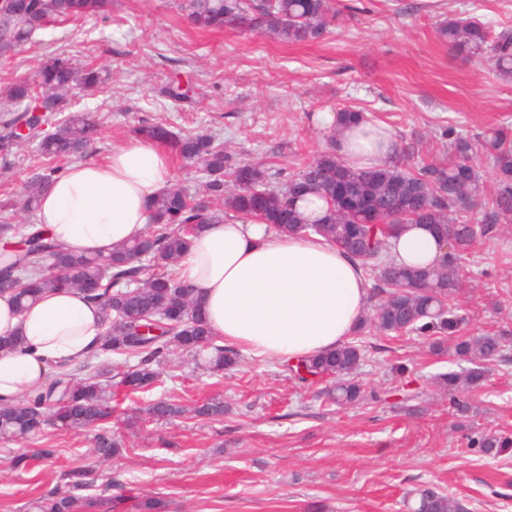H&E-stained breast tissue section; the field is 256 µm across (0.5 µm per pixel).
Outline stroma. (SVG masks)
I'll return each mask as SVG.
<instances>
[{
    "instance_id": "obj_1",
    "label": "stroma",
    "mask_w": 512,
    "mask_h": 512,
    "mask_svg": "<svg viewBox=\"0 0 512 512\" xmlns=\"http://www.w3.org/2000/svg\"><path fill=\"white\" fill-rule=\"evenodd\" d=\"M182 2L112 0L107 14L35 31L0 76V112L12 106L11 84L62 54L102 70L99 89L73 103L100 121L90 160L134 127L160 123L178 135L208 131L235 163L262 165L280 183L325 147L311 121L318 112L350 107L384 123L415 147V167L447 156L450 133L481 138L512 124V81L435 32L451 17L512 28V0H337L347 21L313 44L203 31ZM177 75L192 81L191 101L165 94ZM462 266L456 313L471 333L507 338L467 413L449 411L435 384L459 369L453 351H433L414 334L362 337L360 378L380 397L345 406L281 364L243 354L235 368L213 373L176 350L150 390L128 397L116 388L109 430L121 449L108 461L95 457L90 432L49 427L26 442H0V512H39L70 468L93 470L90 493L109 498L111 512H143L148 498L158 512H411L424 486L465 499L470 512H512V447L494 457L468 446L476 431L512 438V230L491 225ZM405 386L421 398L402 399ZM159 399L176 400L185 414L150 418ZM213 400L223 402L222 416H195ZM42 448L52 449L49 459H35ZM21 453L32 455L29 468H15Z\"/></svg>"
}]
</instances>
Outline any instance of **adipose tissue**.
Here are the masks:
<instances>
[{
	"instance_id": "1",
	"label": "adipose tissue",
	"mask_w": 512,
	"mask_h": 512,
	"mask_svg": "<svg viewBox=\"0 0 512 512\" xmlns=\"http://www.w3.org/2000/svg\"><path fill=\"white\" fill-rule=\"evenodd\" d=\"M316 126L335 133L337 154L354 167H378L398 154L397 138L384 124L342 128L336 113L320 112ZM171 180L169 157L154 140L128 138L102 161L67 165L41 198L38 227L61 249L108 256L147 231L151 203ZM389 252L398 263L430 266L440 262L444 247L428 227L408 224L390 238ZM175 274L200 290L211 335L280 362L341 345L372 297L360 266L325 238L286 236L260 221L232 217L194 236ZM0 336L20 340L0 352V401L11 403L41 390L59 366L96 351L101 313L74 288L42 292L22 311L5 294Z\"/></svg>"
}]
</instances>
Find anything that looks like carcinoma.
Here are the masks:
<instances>
[{"label":"carcinoma","mask_w":512,"mask_h":512,"mask_svg":"<svg viewBox=\"0 0 512 512\" xmlns=\"http://www.w3.org/2000/svg\"><path fill=\"white\" fill-rule=\"evenodd\" d=\"M110 0H7L0 8V60L23 46L32 33L51 21H80L102 14ZM184 9L200 29L231 27L254 32L284 43H315L340 24L344 14L336 0H185ZM439 39L455 51L490 61L495 73L512 80V29L491 33L476 18H450L438 28ZM102 83L99 72L79 68L71 59L55 57L38 73V81L11 86L15 109L0 115V168H12L14 149L34 144L42 168L25 183L20 206L31 217L39 199L62 169L60 163L82 158L100 134L97 116L70 112L46 133L40 125L62 112L74 91ZM165 93L180 101L193 97L194 87H181L173 78ZM45 115L36 116V108ZM135 133L167 145L186 166L206 173L205 194L189 195L179 181L158 195L152 204V229L119 245L103 262L75 251H64L42 231L27 232L32 224H0V238L15 239V259L0 270V293H10L18 306L52 288H76L100 306L103 342L98 351L77 367L54 377L42 390L13 404L0 405V435L7 441L35 438L51 424L59 430L81 432L97 427L96 453L108 459L118 443L104 427L112 417V379L99 361L109 352L136 359V364L118 372L117 384L130 394L143 392L158 379V369L171 349L209 358L210 367L233 366L237 353L215 343L199 314L194 290L184 287L174 275L158 273L179 260L189 245V236L210 224L224 223L231 211L251 216L286 234L315 233L360 262L374 282L378 297L371 313L360 324L361 335L396 336L416 334L454 341V354L470 367L442 374L438 386L448 391L450 407L465 411L460 394L477 388L487 365L498 360L506 347L501 334L463 336L466 318L452 313L449 302L464 288L459 260L475 249L480 234L468 216L469 204L480 197L479 175L472 164L483 153L496 174V189L486 215L489 224L512 225V134L498 129L476 141L458 135L448 145V161L407 168L414 147L400 149L392 165L358 169L339 158L333 147L316 153L288 178L284 187L268 186L269 175L252 165L234 167L238 187L225 189L224 172L231 157L215 145L206 132L172 136L161 125L141 126ZM321 195L328 204L324 217L303 221L296 202L304 195ZM404 224H425L440 238L453 241L448 260L432 268L397 264L387 255V239ZM363 361L359 342H346L336 349L299 360L304 370H295L301 382L308 377L335 379L328 394L339 404L379 398L365 393L358 381ZM158 419H168L184 408L168 400L153 404ZM477 451L491 455L509 448L512 440L482 433L470 440ZM89 472L65 470L60 479L65 490L43 498L41 512H99L107 504L102 496L82 495L91 486ZM415 512H468L462 500L434 487L418 493Z\"/></svg>","instance_id":"obj_1"}]
</instances>
